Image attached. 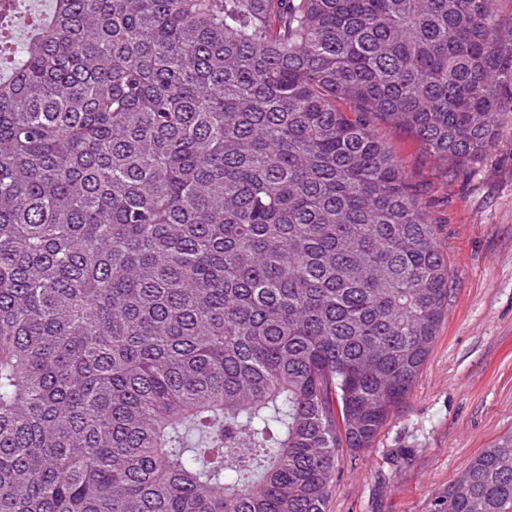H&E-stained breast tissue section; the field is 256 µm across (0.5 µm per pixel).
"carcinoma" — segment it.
Here are the masks:
<instances>
[{
	"label": "carcinoma",
	"instance_id": "carcinoma-1",
	"mask_svg": "<svg viewBox=\"0 0 512 512\" xmlns=\"http://www.w3.org/2000/svg\"><path fill=\"white\" fill-rule=\"evenodd\" d=\"M0 55V512H325L450 288L382 125L512 112L494 0H52ZM434 512H512V434Z\"/></svg>",
	"mask_w": 512,
	"mask_h": 512
}]
</instances>
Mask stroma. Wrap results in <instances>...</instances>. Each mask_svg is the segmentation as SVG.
<instances>
[{
    "mask_svg": "<svg viewBox=\"0 0 512 512\" xmlns=\"http://www.w3.org/2000/svg\"><path fill=\"white\" fill-rule=\"evenodd\" d=\"M386 138L437 222L453 269L438 337L371 448L339 454L326 512H430L512 432V120L481 162L444 174L403 132Z\"/></svg>",
    "mask_w": 512,
    "mask_h": 512,
    "instance_id": "1",
    "label": "stroma"
}]
</instances>
